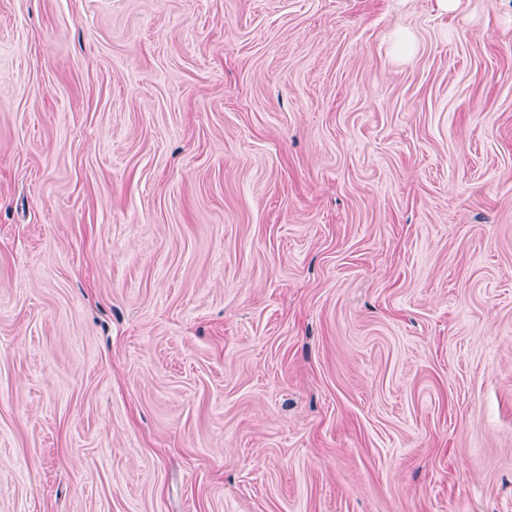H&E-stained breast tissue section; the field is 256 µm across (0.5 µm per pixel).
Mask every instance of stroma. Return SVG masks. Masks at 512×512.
<instances>
[{
	"mask_svg": "<svg viewBox=\"0 0 512 512\" xmlns=\"http://www.w3.org/2000/svg\"><path fill=\"white\" fill-rule=\"evenodd\" d=\"M0 512H512V0H0Z\"/></svg>",
	"mask_w": 512,
	"mask_h": 512,
	"instance_id": "35a3bbf8",
	"label": "stroma"
}]
</instances>
